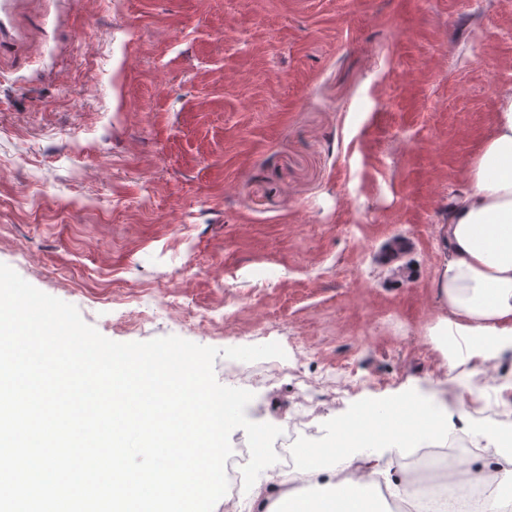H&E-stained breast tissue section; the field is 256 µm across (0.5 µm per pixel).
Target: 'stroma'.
Instances as JSON below:
<instances>
[{"mask_svg":"<svg viewBox=\"0 0 512 512\" xmlns=\"http://www.w3.org/2000/svg\"><path fill=\"white\" fill-rule=\"evenodd\" d=\"M507 87L512 0H14L0 263L117 342L291 359L307 337L321 411L299 448L407 388L457 406L428 340L439 226ZM298 388L254 387L247 417L283 426Z\"/></svg>","mask_w":512,"mask_h":512,"instance_id":"1","label":"stroma"}]
</instances>
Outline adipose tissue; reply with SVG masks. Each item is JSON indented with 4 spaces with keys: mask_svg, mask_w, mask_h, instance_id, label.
Wrapping results in <instances>:
<instances>
[{
    "mask_svg": "<svg viewBox=\"0 0 512 512\" xmlns=\"http://www.w3.org/2000/svg\"><path fill=\"white\" fill-rule=\"evenodd\" d=\"M443 245L437 270V301L444 311L430 335L445 360L451 381L471 391L476 403L501 398L503 386L474 388L473 378L488 365H512V90L503 93L500 110L480 151L468 162L465 186L448 203L440 227ZM486 442L476 459L495 480L480 491L474 512H507L512 496V448L503 442L511 432L480 428ZM349 465L328 470L323 481L311 474H282L279 491L255 487L249 499L260 512H283L295 497L296 483L340 497Z\"/></svg>",
    "mask_w": 512,
    "mask_h": 512,
    "instance_id": "1",
    "label": "adipose tissue"
}]
</instances>
